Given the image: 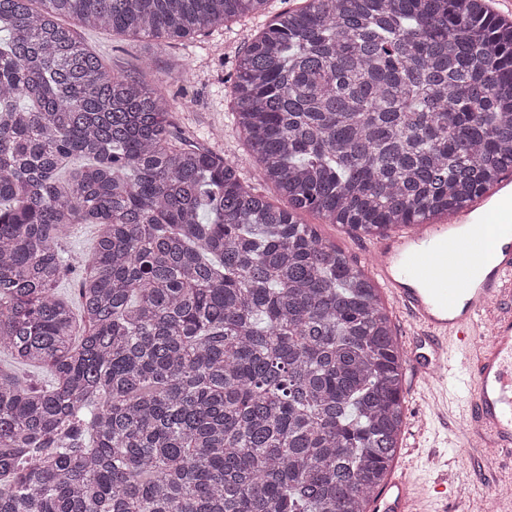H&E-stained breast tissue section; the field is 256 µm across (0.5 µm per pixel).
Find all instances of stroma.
Instances as JSON below:
<instances>
[{"label": "stroma", "instance_id": "stroma-1", "mask_svg": "<svg viewBox=\"0 0 512 512\" xmlns=\"http://www.w3.org/2000/svg\"><path fill=\"white\" fill-rule=\"evenodd\" d=\"M286 8L285 0H271L265 14L231 23L229 31H216L203 40L175 41L161 51L108 31L80 27L76 33L115 70L142 73L144 83L150 86L154 85L156 75L191 69L193 79L187 88L172 82L162 87L175 103L174 133L234 161L241 178L255 184L259 194L276 204L280 197L273 187L255 181V160L233 125L232 103L224 83L244 42L261 32L271 16ZM298 219L315 225L323 240L336 245L359 267H366L371 237L357 236L341 225L324 223L310 211L299 213ZM403 392L407 423L394 471H407L425 493L437 476L448 475L451 496L447 512H461L466 506L474 512H512V453L495 449L488 462L473 463L458 447L467 427L457 412H449L447 422H440L429 387L415 379L413 373H406Z\"/></svg>", "mask_w": 512, "mask_h": 512}]
</instances>
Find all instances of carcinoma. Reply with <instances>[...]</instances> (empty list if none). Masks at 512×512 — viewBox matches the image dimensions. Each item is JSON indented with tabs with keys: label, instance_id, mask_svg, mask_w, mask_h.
<instances>
[{
	"label": "carcinoma",
	"instance_id": "obj_1",
	"mask_svg": "<svg viewBox=\"0 0 512 512\" xmlns=\"http://www.w3.org/2000/svg\"><path fill=\"white\" fill-rule=\"evenodd\" d=\"M269 2L0 0V512H369L386 483L404 355L371 278L297 214L379 236L495 189L512 25L469 0L277 15L229 96L282 208L63 23L160 51Z\"/></svg>",
	"mask_w": 512,
	"mask_h": 512
}]
</instances>
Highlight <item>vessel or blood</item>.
<instances>
[{
    "label": "vessel or blood",
    "instance_id": "1",
    "mask_svg": "<svg viewBox=\"0 0 512 512\" xmlns=\"http://www.w3.org/2000/svg\"><path fill=\"white\" fill-rule=\"evenodd\" d=\"M486 198L447 224H418L378 237L370 249L376 275L412 328L406 354L419 374L443 381L450 358L470 379L462 410L468 437L485 448L512 447V228L484 225L460 237ZM406 474L392 476L372 512H421Z\"/></svg>",
    "mask_w": 512,
    "mask_h": 512
}]
</instances>
